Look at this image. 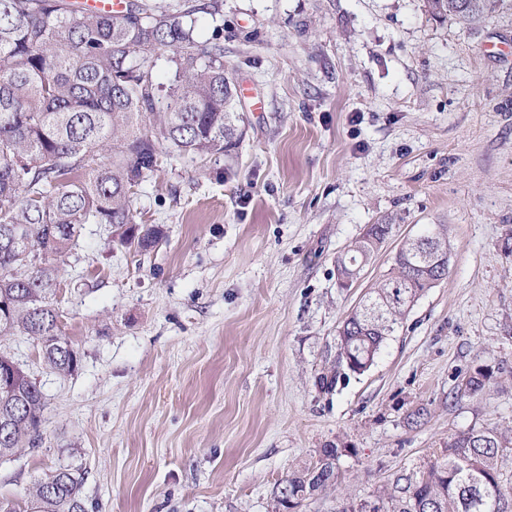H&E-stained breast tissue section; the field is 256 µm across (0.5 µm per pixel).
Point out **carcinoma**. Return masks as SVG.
<instances>
[{
	"mask_svg": "<svg viewBox=\"0 0 512 512\" xmlns=\"http://www.w3.org/2000/svg\"><path fill=\"white\" fill-rule=\"evenodd\" d=\"M500 0H427L429 10L472 27ZM199 14H218L215 3L163 6L131 0L119 14L80 12L71 0H0V337L39 340L50 368L74 373L70 343L60 336L52 296L58 264L79 246L87 224H105L133 253L165 237L133 206L135 188L163 159L222 156L242 138L234 68L224 64L218 38L205 37ZM167 68L168 82L159 79ZM23 227L11 242L9 228ZM438 242L407 244L387 277L370 289L338 328L336 358L317 377L329 394L349 375H362L420 296L444 279L448 267L422 268L421 251L450 250L448 225ZM392 225L373 224L336 260L349 288L357 267L369 262ZM43 255V268L19 282L17 253ZM494 370L478 363L459 388L463 396L490 389ZM14 401V425L0 431V452L15 454L40 438L44 394L36 379ZM512 429L462 431L412 475H400L369 508L348 500L336 512H512V490L502 484ZM347 448L329 443L317 459L282 482L275 507L295 512L314 492L335 484ZM80 472L60 467L38 481L29 512H87Z\"/></svg>",
	"mask_w": 512,
	"mask_h": 512,
	"instance_id": "1",
	"label": "carcinoma"
}]
</instances>
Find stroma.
Segmentation results:
<instances>
[{
	"instance_id": "35a3bbf8",
	"label": "stroma",
	"mask_w": 512,
	"mask_h": 512,
	"mask_svg": "<svg viewBox=\"0 0 512 512\" xmlns=\"http://www.w3.org/2000/svg\"><path fill=\"white\" fill-rule=\"evenodd\" d=\"M201 15L247 118L230 155L164 163L133 205L166 237L126 253L87 225L55 305L80 358L53 373L38 340L0 337L46 397L42 439L0 461L25 512L62 466L88 512H272L276 487L325 444L337 484L297 512L369 500L471 428L512 429V0L477 29L425 0H219ZM393 231L352 287L336 259ZM449 229L448 274L333 394L336 331L404 237ZM497 377L457 395L470 367ZM427 415L411 424L417 408Z\"/></svg>"
}]
</instances>
